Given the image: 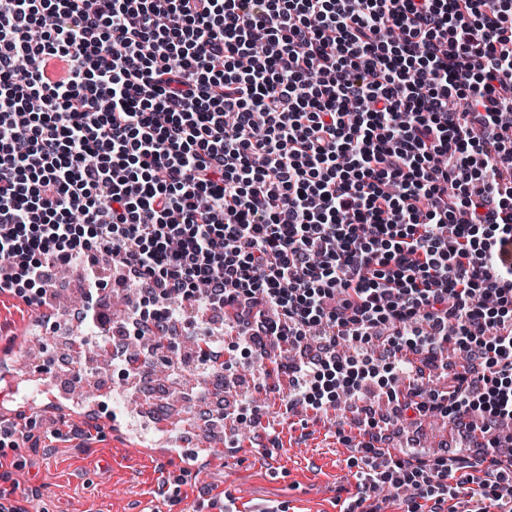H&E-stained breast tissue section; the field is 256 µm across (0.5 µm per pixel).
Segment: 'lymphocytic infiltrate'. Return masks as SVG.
Masks as SVG:
<instances>
[{"instance_id": "obj_1", "label": "lymphocytic infiltrate", "mask_w": 512, "mask_h": 512, "mask_svg": "<svg viewBox=\"0 0 512 512\" xmlns=\"http://www.w3.org/2000/svg\"><path fill=\"white\" fill-rule=\"evenodd\" d=\"M136 339L288 344L286 405L378 386L483 440L466 497L411 448L362 499L512 512V0H0V293ZM466 365L442 392L424 369Z\"/></svg>"}]
</instances>
